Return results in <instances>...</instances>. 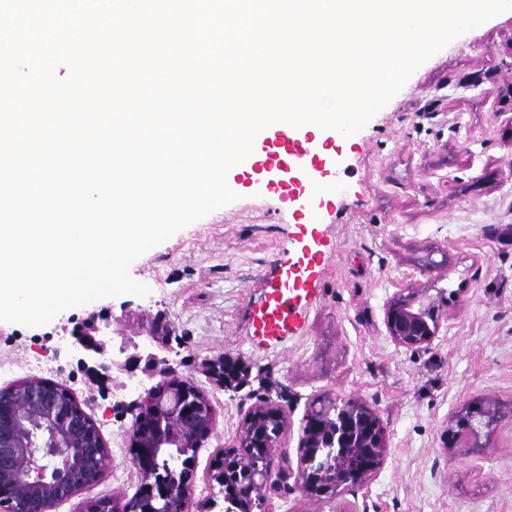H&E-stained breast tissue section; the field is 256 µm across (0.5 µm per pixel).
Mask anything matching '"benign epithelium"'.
<instances>
[{"mask_svg":"<svg viewBox=\"0 0 512 512\" xmlns=\"http://www.w3.org/2000/svg\"><path fill=\"white\" fill-rule=\"evenodd\" d=\"M448 317V296L412 284L399 289L384 308V323L394 343L407 348L429 344L440 321ZM118 324L120 328L113 329ZM124 337L119 352L124 365L143 367L154 384L126 408L131 416L129 446L140 480L128 496L102 501L84 498L78 512H212V500L195 499V461L164 473L156 466L169 448L205 447L216 428L206 393L193 376L170 359L181 344L176 327L162 313H92L76 330L82 348L77 364L95 375H107L110 336ZM140 341H135V338ZM204 367L226 389L245 387L249 369L238 361L240 375L232 382L219 375V363ZM316 403L333 405L318 418H308L298 444L297 468L285 445L288 411L264 399L241 422L234 449L213 455L210 481L221 487L224 512H268L271 489L294 480L290 491L307 504L301 512H320L316 505L343 489L362 487L377 475L387 452V430L376 410L356 397L328 392ZM512 420V402L485 395L464 402L448 419L451 459L479 454L490 434L505 419ZM111 467V456L98 426L69 389L39 379L0 390V484L14 493L0 496V512H55L68 497L95 486Z\"/></svg>","mask_w":512,"mask_h":512,"instance_id":"benign-epithelium-1","label":"benign epithelium"}]
</instances>
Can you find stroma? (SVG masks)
I'll list each match as a JSON object with an SVG mask.
<instances>
[{
    "label": "stroma",
    "mask_w": 512,
    "mask_h": 512,
    "mask_svg": "<svg viewBox=\"0 0 512 512\" xmlns=\"http://www.w3.org/2000/svg\"><path fill=\"white\" fill-rule=\"evenodd\" d=\"M329 191L313 212L299 185L268 190L228 174L239 199L150 249L130 266L147 296L102 298L41 327L0 322V388L30 378L66 386L93 419L112 467L93 495L133 493L127 404L151 385L117 368L99 381L77 364L74 330L94 311L163 313L183 343L177 358L201 386L216 429L196 459V499L210 494L215 450L233 444L257 401L288 411L296 455L306 416L326 391L358 397L387 429L385 462L366 486L322 512H512V422L481 455L449 459L444 432L467 399L512 400V11L451 42L351 142L337 146ZM449 258L445 279L419 266ZM448 292L452 312L418 349L396 345L384 306L401 285ZM288 335L265 334L279 286ZM230 355L251 370L232 392L203 362Z\"/></svg>",
    "instance_id": "obj_1"
}]
</instances>
